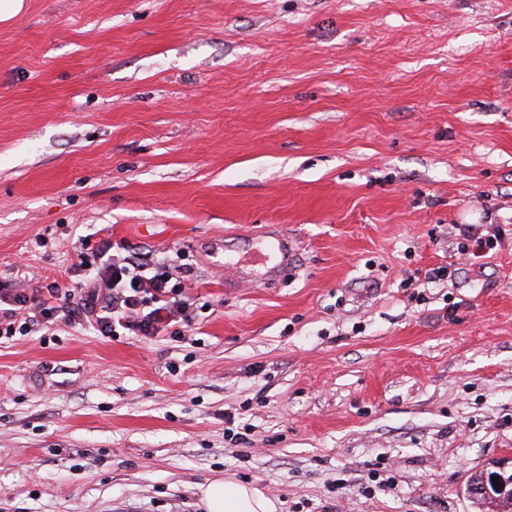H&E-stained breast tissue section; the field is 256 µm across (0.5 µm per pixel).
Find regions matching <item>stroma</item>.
<instances>
[{"label": "stroma", "mask_w": 512, "mask_h": 512, "mask_svg": "<svg viewBox=\"0 0 512 512\" xmlns=\"http://www.w3.org/2000/svg\"><path fill=\"white\" fill-rule=\"evenodd\" d=\"M486 222L512 226V0H29L0 26V286L64 279L86 235L179 253L211 308L184 343L1 344L0 512H204L224 478L277 512H480L512 238L464 260L454 227ZM271 233L284 275L225 272Z\"/></svg>", "instance_id": "1"}]
</instances>
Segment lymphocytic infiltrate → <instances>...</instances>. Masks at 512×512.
I'll list each match as a JSON object with an SVG mask.
<instances>
[{"label": "lymphocytic infiltrate", "instance_id": "f902f5d3", "mask_svg": "<svg viewBox=\"0 0 512 512\" xmlns=\"http://www.w3.org/2000/svg\"><path fill=\"white\" fill-rule=\"evenodd\" d=\"M456 236L460 253L481 257L503 243L507 232L499 224H460ZM76 256L68 282L0 288V344L59 324L112 340H185L200 306L188 290L184 266L131 250L123 241L106 240Z\"/></svg>", "mask_w": 512, "mask_h": 512}]
</instances>
